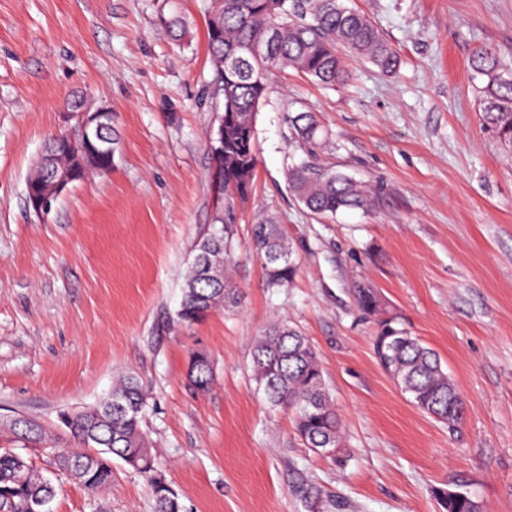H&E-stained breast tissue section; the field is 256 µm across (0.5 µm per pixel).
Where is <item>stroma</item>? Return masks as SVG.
<instances>
[{"label": "stroma", "mask_w": 512, "mask_h": 512, "mask_svg": "<svg viewBox=\"0 0 512 512\" xmlns=\"http://www.w3.org/2000/svg\"><path fill=\"white\" fill-rule=\"evenodd\" d=\"M211 0H178L185 42L159 26L163 0H0V414L38 421L52 443L0 428L56 485L54 512H155L148 481L121 461L91 493L59 474L51 447L78 450L60 410L97 402L125 373L147 395L143 424L184 512H440L463 486L484 512H512V152L485 129L469 68L480 49L512 72V0H350L401 58L397 74L354 59L324 88L273 72L256 117L254 190L237 226V307L177 324L184 274L217 207L208 148L214 114L206 20ZM109 106L120 138L108 173L88 175L45 215L26 181L72 94ZM314 112L328 145L291 143ZM331 167L376 185L377 209L321 218L290 194V166ZM275 214L299 263L271 293L246 248ZM370 283L383 317L435 350L459 387L455 428L416 409L378 365ZM281 317L318 353L343 420L340 452L305 447L292 412L251 379V348ZM215 379L189 386L192 352ZM321 492L308 508L302 485ZM354 298L358 306L368 315H375L381 307V299L377 291L367 283H362L354 290Z\"/></svg>", "instance_id": "stroma-1"}]
</instances>
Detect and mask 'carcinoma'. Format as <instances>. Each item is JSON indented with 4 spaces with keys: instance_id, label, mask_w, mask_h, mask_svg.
<instances>
[{
    "instance_id": "cac0c4a2",
    "label": "carcinoma",
    "mask_w": 512,
    "mask_h": 512,
    "mask_svg": "<svg viewBox=\"0 0 512 512\" xmlns=\"http://www.w3.org/2000/svg\"><path fill=\"white\" fill-rule=\"evenodd\" d=\"M166 6L160 26L173 41L181 42L190 34L189 21L173 0ZM207 45L214 68L210 98L217 127L211 159L221 175L224 203L197 242L183 282L176 318L187 326L241 301L240 288L227 268L236 248L241 206L253 188L259 154L255 120L270 89L269 75L291 68L321 86H334L351 79L345 64L348 56L388 74L399 66L396 50L379 28L344 0H211ZM470 65L483 82L479 104L485 129L512 147V78L503 76L499 59L486 49L476 51ZM291 123L303 145L312 148L326 142L327 134L313 113L300 112ZM42 154L51 166L81 165L86 171L108 163L105 157L86 159L76 150L65 154L51 138ZM288 184L296 200L321 217L346 209L372 212L380 200L376 188L342 172L307 164L288 168ZM249 247L263 262L269 290L286 287L296 276L298 262L276 216L251 225ZM354 298L365 313L379 312L380 296L369 284L358 285ZM373 348L379 365L419 410L450 427L461 422L463 396L432 348L389 319L379 321ZM251 367L256 389L271 407L293 412L296 430L308 448L340 447V415L326 393L318 355L299 330L284 320L272 322L255 338ZM188 377L199 391L212 387L207 355L193 354ZM111 397L112 404L120 403L126 411L118 413L96 403L66 428L79 444H91L97 456L55 449L57 471L90 491H101L112 484L111 463L117 458L147 477L156 512H183L154 458L139 455L149 447L142 430L147 400L140 382L132 375L123 376L112 385ZM55 496L51 479L36 471L27 457L0 451V512H35V502ZM437 500L443 512H472L468 498L450 497L444 489L437 492Z\"/></svg>"
}]
</instances>
